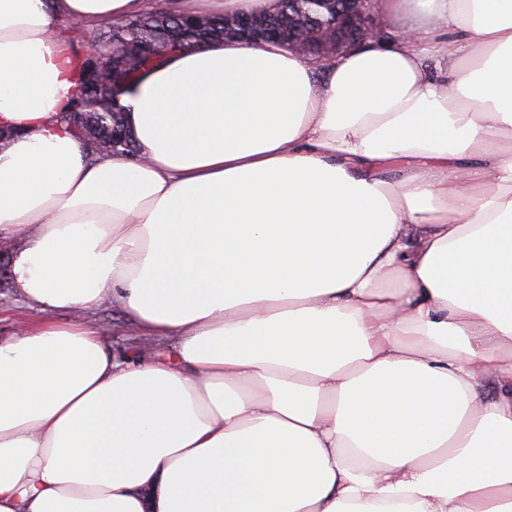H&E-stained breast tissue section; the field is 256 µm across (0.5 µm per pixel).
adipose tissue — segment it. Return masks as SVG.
Segmentation results:
<instances>
[{
  "mask_svg": "<svg viewBox=\"0 0 512 512\" xmlns=\"http://www.w3.org/2000/svg\"><path fill=\"white\" fill-rule=\"evenodd\" d=\"M149 7L0 0V242L48 314L0 338V512H512V0L178 52L90 159L66 30ZM106 305L175 345L113 356Z\"/></svg>",
  "mask_w": 512,
  "mask_h": 512,
  "instance_id": "ef3b65f1",
  "label": "adipose tissue"
}]
</instances>
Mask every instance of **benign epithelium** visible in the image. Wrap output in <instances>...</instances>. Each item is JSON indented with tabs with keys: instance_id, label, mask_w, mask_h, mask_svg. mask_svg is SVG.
<instances>
[{
	"instance_id": "benign-epithelium-1",
	"label": "benign epithelium",
	"mask_w": 512,
	"mask_h": 512,
	"mask_svg": "<svg viewBox=\"0 0 512 512\" xmlns=\"http://www.w3.org/2000/svg\"><path fill=\"white\" fill-rule=\"evenodd\" d=\"M372 0H276L274 11L265 15L224 18V38L262 43L277 41L319 63H327L343 52L376 36L371 24ZM89 70L106 75L116 54L135 63L144 57H162L163 48L133 42L116 50L92 36Z\"/></svg>"
}]
</instances>
